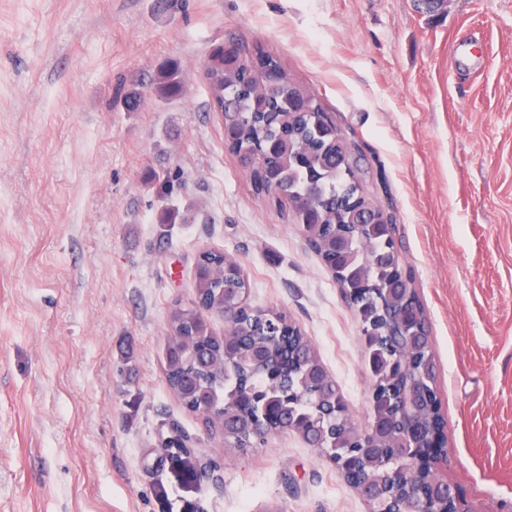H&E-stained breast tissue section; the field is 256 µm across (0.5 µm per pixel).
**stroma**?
I'll list each match as a JSON object with an SVG mask.
<instances>
[{
  "instance_id": "35a3bbf8",
  "label": "stroma",
  "mask_w": 512,
  "mask_h": 512,
  "mask_svg": "<svg viewBox=\"0 0 512 512\" xmlns=\"http://www.w3.org/2000/svg\"><path fill=\"white\" fill-rule=\"evenodd\" d=\"M228 40L277 56L360 157L432 328L440 466L466 512H512V0H0V512H369L300 436L229 446L166 382L170 314L217 249L369 423L357 316L224 147L204 64ZM175 430L191 456L160 455ZM156 94L163 98H172L181 91L179 69L175 65L165 67L153 84Z\"/></svg>"
}]
</instances>
